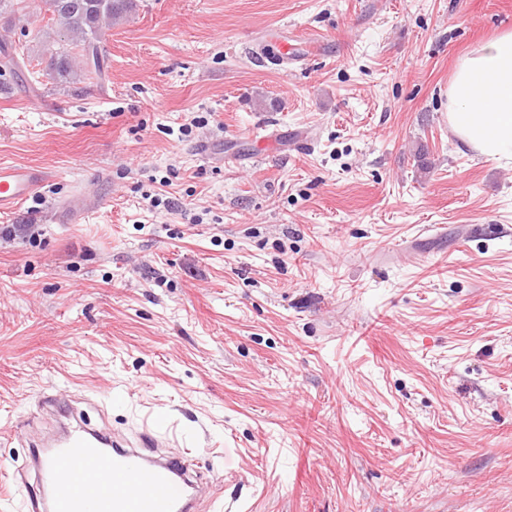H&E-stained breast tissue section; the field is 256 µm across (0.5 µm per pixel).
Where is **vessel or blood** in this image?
<instances>
[{
    "mask_svg": "<svg viewBox=\"0 0 512 512\" xmlns=\"http://www.w3.org/2000/svg\"><path fill=\"white\" fill-rule=\"evenodd\" d=\"M46 179L38 167L0 164V215L15 211ZM98 205V199L79 190L62 210L73 221ZM41 406L64 424L58 436L43 443L38 470L44 495L29 503L30 512H195L189 462L175 452L158 453L169 436L157 435L147 423L137 443L121 442L89 427L81 413L57 397H43Z\"/></svg>",
    "mask_w": 512,
    "mask_h": 512,
    "instance_id": "1",
    "label": "vessel or blood"
}]
</instances>
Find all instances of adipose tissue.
Instances as JSON below:
<instances>
[{
    "label": "adipose tissue",
    "mask_w": 512,
    "mask_h": 512,
    "mask_svg": "<svg viewBox=\"0 0 512 512\" xmlns=\"http://www.w3.org/2000/svg\"><path fill=\"white\" fill-rule=\"evenodd\" d=\"M448 132L457 147L512 161V30L479 42L448 87Z\"/></svg>",
    "instance_id": "obj_1"
}]
</instances>
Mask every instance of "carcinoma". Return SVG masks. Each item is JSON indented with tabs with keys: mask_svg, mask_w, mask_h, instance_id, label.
Here are the masks:
<instances>
[{
	"mask_svg": "<svg viewBox=\"0 0 512 512\" xmlns=\"http://www.w3.org/2000/svg\"><path fill=\"white\" fill-rule=\"evenodd\" d=\"M135 7V0H53L38 61L45 76L59 81L102 76L103 29L125 19ZM57 36L70 40L75 52L55 48Z\"/></svg>",
	"mask_w": 512,
	"mask_h": 512,
	"instance_id": "cac0c4a2",
	"label": "carcinoma"
}]
</instances>
